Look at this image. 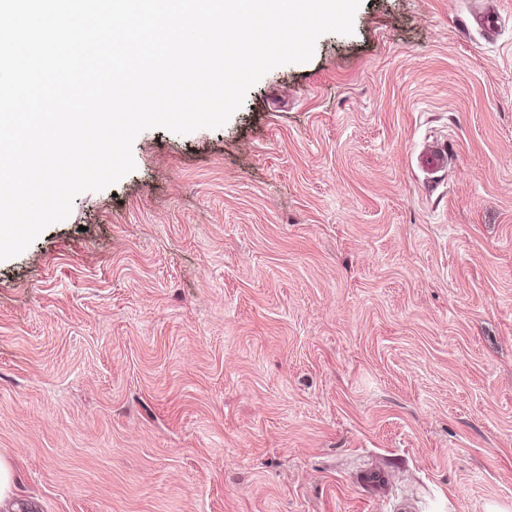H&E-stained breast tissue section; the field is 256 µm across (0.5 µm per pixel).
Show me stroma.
<instances>
[{
	"mask_svg": "<svg viewBox=\"0 0 512 512\" xmlns=\"http://www.w3.org/2000/svg\"><path fill=\"white\" fill-rule=\"evenodd\" d=\"M133 157L0 261L22 512H512V0H362Z\"/></svg>",
	"mask_w": 512,
	"mask_h": 512,
	"instance_id": "1",
	"label": "stroma"
}]
</instances>
